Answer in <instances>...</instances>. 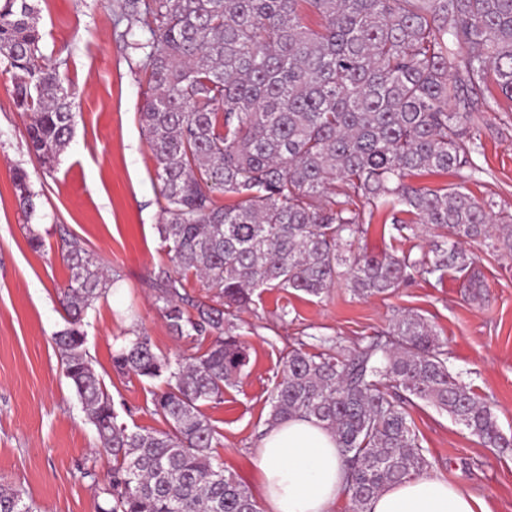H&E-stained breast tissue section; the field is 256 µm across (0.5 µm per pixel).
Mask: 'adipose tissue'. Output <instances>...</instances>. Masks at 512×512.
<instances>
[{
  "label": "adipose tissue",
  "mask_w": 512,
  "mask_h": 512,
  "mask_svg": "<svg viewBox=\"0 0 512 512\" xmlns=\"http://www.w3.org/2000/svg\"><path fill=\"white\" fill-rule=\"evenodd\" d=\"M261 496L269 512H333L346 483L334 434L293 418L268 429L259 454ZM370 512H485L476 496L437 477L413 476L383 490Z\"/></svg>",
  "instance_id": "obj_1"
}]
</instances>
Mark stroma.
<instances>
[{
	"instance_id": "35a3bbf8",
	"label": "stroma",
	"mask_w": 512,
	"mask_h": 512,
	"mask_svg": "<svg viewBox=\"0 0 512 512\" xmlns=\"http://www.w3.org/2000/svg\"><path fill=\"white\" fill-rule=\"evenodd\" d=\"M119 0H36L43 55L59 63L79 112L74 135L52 169L29 152L26 119L13 100L11 76L0 70V483L22 488L37 512H97V481L112 470L99 453L74 388L64 375L54 334L64 325L57 288L70 271L60 236L83 239L100 266L119 277L84 319L85 348L112 395L122 422L165 429L150 403L154 382L118 377L112 355L127 336H149L156 349L189 353L160 316L150 282L166 257L155 226L161 219L156 165L139 113L148 93L142 57L127 49L123 34L147 37L150 20H119ZM479 150L477 172L463 169L414 177L431 188L465 184L477 199L512 212V104L487 81L471 128ZM23 169L38 196L24 214L14 173ZM374 218L360 245L368 253L395 249L421 253L432 233L407 241ZM40 236L33 249L31 236ZM478 259L485 289L474 302L462 281L418 278L386 296L358 298L342 286L322 297L265 291L234 319L250 362L224 390L220 405L204 413L221 434L214 453L224 467L260 498V440L268 427V396L288 347L333 337L349 347L385 331L393 315L415 312L437 331L448 369L481 396L512 438V258L486 243L468 244ZM414 428L432 462L431 474L482 499L488 512H512V448L485 446L432 405L410 407ZM93 477H86V470Z\"/></svg>"
}]
</instances>
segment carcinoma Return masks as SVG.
Segmentation results:
<instances>
[{
	"instance_id": "obj_1",
	"label": "carcinoma",
	"mask_w": 512,
	"mask_h": 512,
	"mask_svg": "<svg viewBox=\"0 0 512 512\" xmlns=\"http://www.w3.org/2000/svg\"><path fill=\"white\" fill-rule=\"evenodd\" d=\"M120 8L129 19L152 18L149 37L127 43L143 53L152 90L139 119L163 200L156 231L172 265L152 287L169 331L194 352L171 357L146 336L127 338L113 368L162 381L151 404L168 429L119 421L86 358L83 330L115 278L82 239L62 238L66 325L53 340L101 451L112 456L98 512H258L213 454L219 433L203 412L249 363L232 334L234 313L257 291L319 297L342 282L369 298L450 273L477 299L483 277L464 245L487 241L512 257L511 213L460 186L411 182L474 168L469 125L488 75L512 102V0H122ZM41 40L30 0H0V64L27 119L29 150L50 169L77 112ZM14 184L33 212L27 173L17 170ZM217 192L239 201L220 205ZM380 212L400 233L425 228L440 241L418 256L357 248ZM193 277L205 295L189 293ZM416 399L483 443L512 447L492 408L449 373L432 326L410 312L342 354L331 337L314 352L289 347L268 423L299 417L331 430L352 512H369L386 487L431 467L403 406ZM0 512L36 510L1 483Z\"/></svg>"
}]
</instances>
